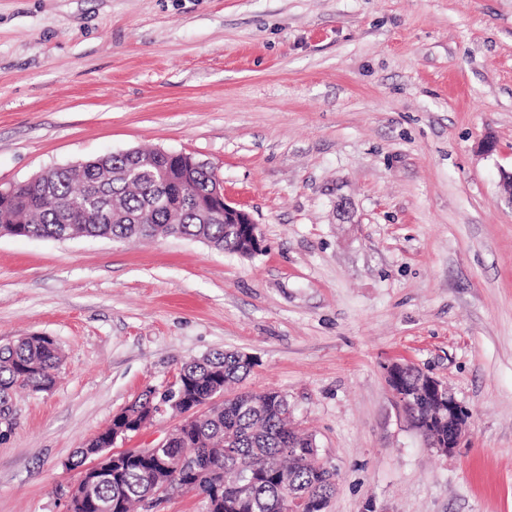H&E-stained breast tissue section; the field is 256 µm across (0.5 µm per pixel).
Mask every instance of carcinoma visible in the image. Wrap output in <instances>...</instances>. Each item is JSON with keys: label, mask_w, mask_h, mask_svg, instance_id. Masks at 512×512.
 <instances>
[{"label": "carcinoma", "mask_w": 512, "mask_h": 512, "mask_svg": "<svg viewBox=\"0 0 512 512\" xmlns=\"http://www.w3.org/2000/svg\"><path fill=\"white\" fill-rule=\"evenodd\" d=\"M107 155L88 160L75 173L52 168L36 183H16L0 196V234L66 239L104 237L124 241L168 236L197 238L211 247L243 257L252 255L244 233L235 225L206 219L200 203L207 197L212 170H187L180 162ZM62 362L57 343L43 336H25L0 346V414L10 410L18 389L50 390ZM254 359L237 351H219L184 364L180 371L185 395L202 402L250 372ZM401 388L415 394L407 409L411 423L427 427L428 445L448 438V423L436 420L433 400L420 386V374L401 373ZM155 390H145L128 407L131 413L157 407ZM107 427L77 449L73 467L83 464L96 448H107ZM314 438L292 422L286 395L277 391L239 393L224 399L197 420L184 425L167 449L171 459L190 452L196 469L174 480L199 497L215 498L210 512H283L288 494L306 499L307 512H319L331 498L336 469L318 464ZM153 490L150 466L128 461L120 477L105 475L86 486L81 512H135Z\"/></svg>", "instance_id": "cac0c4a2"}]
</instances>
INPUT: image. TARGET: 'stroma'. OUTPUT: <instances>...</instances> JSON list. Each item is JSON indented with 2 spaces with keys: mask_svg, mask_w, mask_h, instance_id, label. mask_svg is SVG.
I'll use <instances>...</instances> for the list:
<instances>
[{
  "mask_svg": "<svg viewBox=\"0 0 512 512\" xmlns=\"http://www.w3.org/2000/svg\"><path fill=\"white\" fill-rule=\"evenodd\" d=\"M135 148L213 167L262 250L0 236V345L63 355L0 512H66L76 448L224 349L337 469L328 512H512V0H0V186ZM394 361L469 411L451 454Z\"/></svg>",
  "mask_w": 512,
  "mask_h": 512,
  "instance_id": "1",
  "label": "stroma"
}]
</instances>
